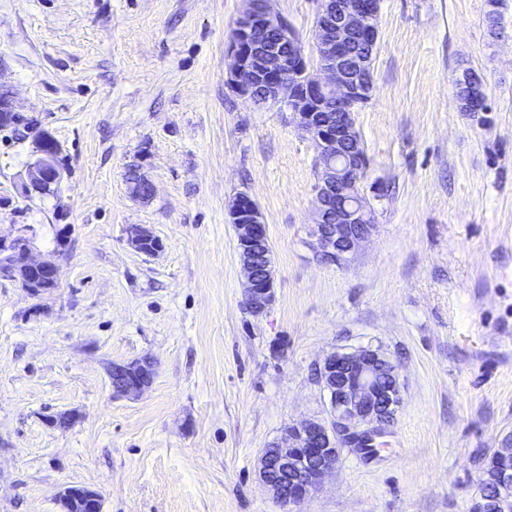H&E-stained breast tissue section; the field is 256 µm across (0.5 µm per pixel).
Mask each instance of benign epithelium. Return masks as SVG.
Instances as JSON below:
<instances>
[{"label": "benign epithelium", "mask_w": 512, "mask_h": 512, "mask_svg": "<svg viewBox=\"0 0 512 512\" xmlns=\"http://www.w3.org/2000/svg\"><path fill=\"white\" fill-rule=\"evenodd\" d=\"M226 48L224 84L258 106L293 114L300 130L311 135L317 154L314 190L317 215L312 235L316 255L342 266L371 234L375 211L360 192L369 166L352 109L367 102L373 91V59L378 38L380 0H320L314 28L317 73H312L301 41L268 0H247ZM465 92L457 100L466 112H488V95L481 76L472 69L456 78ZM61 147L49 133L33 139L32 161L21 177L22 194L55 189L62 179ZM131 194L147 199L153 185L136 169L129 170ZM236 233L245 275V309L255 316L275 301L272 261L258 266L255 253L269 243L263 213L247 193L234 196L226 209ZM127 244L155 256L162 245L141 225L125 229ZM33 237L23 228L0 235V254L11 267L0 275L39 299L53 290L61 276L54 259L33 255ZM109 374L115 397H136L149 386V359L114 363ZM319 383L328 397V420H306L284 429V442H273L260 457L259 477L284 505H299L315 493L326 474L353 447L371 455L376 439L393 424L402 403L399 368L381 349L360 347L330 353L319 367ZM496 469L482 471L481 484L490 493L480 497L472 512H512V447L493 451Z\"/></svg>", "instance_id": "7a95c632"}]
</instances>
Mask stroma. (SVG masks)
Here are the masks:
<instances>
[{
	"mask_svg": "<svg viewBox=\"0 0 512 512\" xmlns=\"http://www.w3.org/2000/svg\"><path fill=\"white\" fill-rule=\"evenodd\" d=\"M313 45L318 0H270ZM246 0H0V89L60 143L57 195L15 184L31 134L0 137V234L32 228L58 257L41 300L0 279V512H57L86 486L104 512H470L483 461L512 440V0H381L371 100L355 114L377 213L344 267L310 231L315 148L291 113L224 84ZM486 81L460 111L455 79ZM153 183L139 200L130 165ZM260 206L276 301L243 306L228 202ZM163 245L130 248L127 225ZM69 244L56 256V233ZM381 348L402 405L368 456L344 449L303 503H279L259 458L323 419L316 370ZM153 358L116 398L111 363ZM460 87L465 88L462 96L457 100L458 107L465 112L489 111L488 95L481 76L472 69H463L456 78Z\"/></svg>",
	"mask_w": 512,
	"mask_h": 512,
	"instance_id": "1",
	"label": "stroma"
}]
</instances>
